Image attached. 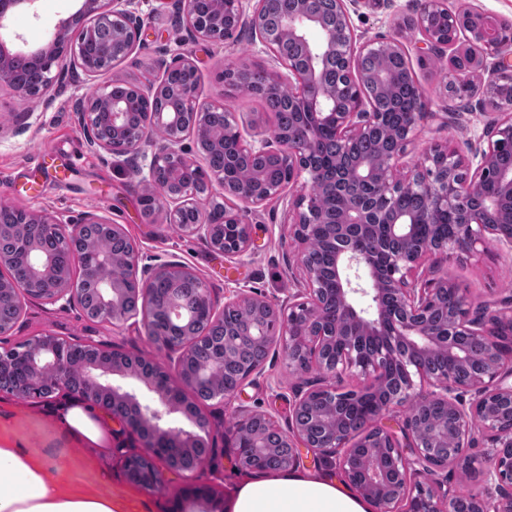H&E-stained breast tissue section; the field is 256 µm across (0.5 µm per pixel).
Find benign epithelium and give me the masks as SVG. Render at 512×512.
Listing matches in <instances>:
<instances>
[{"label": "benign epithelium", "instance_id": "1", "mask_svg": "<svg viewBox=\"0 0 512 512\" xmlns=\"http://www.w3.org/2000/svg\"><path fill=\"white\" fill-rule=\"evenodd\" d=\"M143 2L81 0L78 10L61 20L51 36L33 48L14 51L0 35V89L21 92L14 69L19 53L28 56V61L43 73L41 84L25 92L35 99L46 96L53 85L67 78L72 68L80 69L88 77L112 70L133 53L140 41ZM275 2L211 0L212 11L207 17L197 14L195 0H164V5L184 27L189 41L201 39L222 44L227 33L247 28L275 63L262 92L242 83V70L237 67L224 68L221 78L225 83L263 100L284 96L290 100L305 99L316 123L300 132L275 129L268 136L257 130L256 122L245 123L234 113H227V120L237 128L240 147L251 155L275 159L286 173L284 179L269 183L258 177L230 187L224 172L208 173L203 179L206 201L224 204L222 224L215 223L210 210L201 206V194L195 188L171 189L180 182L182 168L200 167L185 147L187 137H193L204 154L208 142L223 140V134L208 130V114L217 105L200 100L201 75L186 48L157 60L161 77L155 82L129 84L132 97L148 103V108L138 113V128L133 135L129 134L131 103L113 98L112 85L79 100L75 112L87 145L114 158L135 161L137 171L155 188L151 200L139 199L141 212L163 213L165 223L181 225L186 233L199 236L228 258L241 257L250 247L251 225L244 215L249 207L284 199L288 189H299V211L292 229L302 245L304 287L289 294L288 300L277 307L261 296L244 292L224 301V306L240 309L253 321L252 339L281 347L294 373L304 375L313 369L320 373L307 389L296 391L287 429L276 428L282 446L290 449L288 468L300 465L302 447L320 458L335 460L345 480L374 503L375 512H410L409 503L416 493L425 500V512H458V503L463 498L470 502L471 512H512V297L495 308L473 306L456 283L441 279L427 285L420 273L424 262L432 256L470 253L476 245L484 246L491 241L512 249V225L492 220L499 200L483 193V182L491 175L501 191L512 199V168L497 169L494 165L497 151L504 146L512 147V113H502L493 124L488 146L478 152L480 160L473 173L465 172L456 150L437 146L407 178L396 179L393 174L403 166L416 131L425 120L435 116L425 104L411 113L406 126L394 134V148L375 163L360 162L349 175L352 182H374L383 209L376 212L359 197H347L342 223L335 225L337 231L332 233L336 265L333 287L328 288L324 274L307 261L327 197L326 188L307 160L320 141L318 125L330 126L340 143L350 144L373 131L377 113L372 100L362 93L354 105L336 111L321 62L326 55L337 54L347 80L361 91L363 79L356 73L358 59L377 53L381 45L374 40L357 43L346 0H336L338 17L332 28L325 25L319 0H298L296 8L280 13V29L274 33L267 27L266 19ZM436 13L445 14L450 20L465 13L471 25L449 41L439 39L430 30V18ZM403 23L421 34L424 54L429 57L441 59L459 41L468 43V66H457L459 52L449 56L452 70L462 77V84H468L464 77L476 73L483 77L484 86L494 87L512 69L504 55L512 46L502 40L499 20L488 13L452 11L447 0H425L424 7ZM100 28L112 31V52L90 61L84 56L83 43ZM284 34L304 47L305 63L280 51ZM172 71L182 74L175 89L177 108L157 112L153 103L170 92L166 77ZM149 140L153 146L151 153L142 149V144ZM407 186L426 193V212L405 214L391 208L396 195ZM190 209L197 211V220L187 225L183 216ZM449 209L466 215L465 223L458 225L454 236L427 240L416 237L417 225L432 223ZM0 212L13 214L21 224H43L64 237L81 272L99 278L94 306L89 309L73 282L56 268L51 255L34 251L15 274L11 272V261L0 254V268L8 269V277L0 276V297L11 295L20 310L26 297L75 303L88 320L114 325L136 316L126 309L125 284L100 278V271L112 264V255L99 252L93 260H86V237L93 226L105 223L102 217L87 212L64 228L42 211L19 208L4 200L0 201ZM373 224L388 225V238L402 241L403 248L390 252L381 246L370 251L356 245L355 236ZM124 265L129 280L136 284L135 292L141 302L139 313L147 336L173 358L174 373L126 350L95 346L90 347L89 355L76 371L66 352L70 343L46 334L31 339L32 348L21 352L25 368L15 391L32 399L42 398L45 385L51 380L54 389H63L112 414L138 437L144 448L143 452L126 457L128 477L143 488L157 489L167 472L195 473L201 466L198 454L211 451L209 422L184 389L193 391L206 384L212 388L211 398L230 400L245 381L261 372L263 364L244 369L230 391L216 386L224 363L233 355L232 346L223 342L209 363L185 372L192 354L191 342L156 332L152 297L157 279L188 274L190 270L176 264H143L132 245ZM52 276V287H39ZM447 291L455 294L459 307L448 325L442 327L432 322V315ZM332 293L342 296L344 305L336 310L333 323L328 324L324 307ZM369 337L381 340L380 348L373 353L364 349V339ZM462 337L482 347L484 361L476 371L466 369L469 352L460 343ZM438 347L447 349L448 369L429 371L424 362ZM347 373L362 378L364 385L357 390L344 389L342 382ZM128 380L154 394L158 405L142 402L136 389L126 385ZM465 394L470 395V400L462 399ZM350 395L379 397L368 421L357 429L340 422L342 403ZM408 400L416 408L404 415L403 438L399 439L390 427L377 420ZM430 406L442 407L449 415L425 425L421 410ZM434 445H449L454 452L445 459L438 458L432 453ZM269 452L271 449L254 437L249 451H237V460L244 468L261 471L260 457ZM477 460L485 476L486 493L464 492L450 481L436 491L432 489L439 482L437 475L441 471Z\"/></svg>", "mask_w": 512, "mask_h": 512}]
</instances>
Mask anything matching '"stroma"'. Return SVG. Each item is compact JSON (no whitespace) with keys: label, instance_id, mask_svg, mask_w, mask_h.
Returning a JSON list of instances; mask_svg holds the SVG:
<instances>
[{"label":"stroma","instance_id":"1","mask_svg":"<svg viewBox=\"0 0 512 512\" xmlns=\"http://www.w3.org/2000/svg\"><path fill=\"white\" fill-rule=\"evenodd\" d=\"M424 0H354L349 7L358 41H399L408 51L410 66L434 119L418 128L408 166L422 162L435 146L449 145L461 154L468 170H475L474 146L497 119L480 81H473L463 98L449 97L446 85L453 74L446 61L422 59L416 44L421 36L405 30L403 18L420 11ZM156 0H145V25L141 42L132 55L109 72L54 86L48 100H25L9 89L0 90V199L22 208L43 210L61 221L97 211L106 221L122 225L136 244L143 262L180 264L206 281L216 303H224L235 291H254L277 302L300 288L299 243L289 223L288 200L267 203L248 212L251 245L239 259L213 251L204 240L184 234L162 217L145 220L138 199L144 183L135 168L112 160L106 153L89 150L74 107L80 98L114 80L147 82L158 75L156 60L161 51L176 49L184 31L165 14L156 13ZM77 9L75 0H36L33 7L15 11L11 34L28 45L43 43L62 18ZM193 59L201 73L203 101L224 104L238 118L256 120L270 131L273 115L262 100L229 90L220 78L225 65L270 68L272 61L249 30L241 29L231 39L215 44L199 40L192 44ZM30 121L25 133H17L22 121ZM424 280L448 278L464 289L473 304L497 303L512 295V250L488 245L469 256L450 255L432 260L422 269ZM50 334L73 343L115 346L169 366L166 353L148 339L141 322L118 325L87 320L78 306L64 302L25 299L21 317L7 334L0 335V352L36 336ZM299 384L282 353L269 354L261 374L249 378L228 402H201L210 421V456L189 477L166 474L165 486L148 490L132 482L124 467L127 454L140 443L120 423L112 425V447L93 448L77 442L56 422L71 404L70 398L47 400L21 398L0 390V437L10 440L29 455L52 463L65 486L80 487L121 501L124 512H192L189 494L205 488L229 498L246 471L239 466L236 451L224 438L227 427L252 413L268 414L286 426L294 392Z\"/></svg>","mask_w":512,"mask_h":512}]
</instances>
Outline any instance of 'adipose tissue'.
I'll return each mask as SVG.
<instances>
[{
  "label": "adipose tissue",
  "mask_w": 512,
  "mask_h": 512,
  "mask_svg": "<svg viewBox=\"0 0 512 512\" xmlns=\"http://www.w3.org/2000/svg\"><path fill=\"white\" fill-rule=\"evenodd\" d=\"M72 434L103 442L109 420L96 407L76 403L60 415ZM44 461L0 441V512H120L114 500L55 484ZM230 512H373L372 503L344 483L317 472H267L240 482Z\"/></svg>",
  "instance_id": "1"
}]
</instances>
